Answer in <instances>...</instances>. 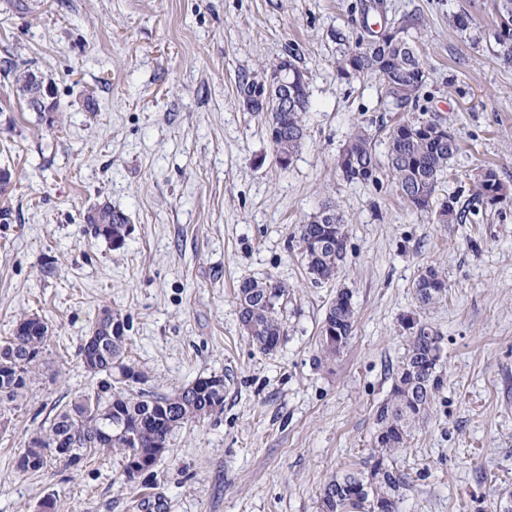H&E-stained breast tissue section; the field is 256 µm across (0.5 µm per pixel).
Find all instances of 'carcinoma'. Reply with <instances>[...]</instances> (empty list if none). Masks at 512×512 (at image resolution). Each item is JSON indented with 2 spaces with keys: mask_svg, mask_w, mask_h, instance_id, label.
<instances>
[{
  "mask_svg": "<svg viewBox=\"0 0 512 512\" xmlns=\"http://www.w3.org/2000/svg\"><path fill=\"white\" fill-rule=\"evenodd\" d=\"M504 32L499 41L512 38V0H495ZM372 17L380 29L397 30V38L371 39L360 50L343 52L339 69L342 74H374L378 76L381 101L386 108L417 110L425 74L416 53L417 39L412 29L418 23L403 20L388 22L386 13L373 4L364 7V17ZM288 65V107L271 113L279 126V138L273 144L275 155L293 157L305 139L302 114L310 108L306 72L291 60L272 66L277 70ZM238 94L249 98H266V82L243 78ZM422 119L407 120L399 130L389 134L387 168L399 195L418 211L431 213L438 224L461 223L466 210L456 209L451 196L431 209L439 179L459 151V142L451 133L432 136L420 129ZM353 162L343 169L350 181L359 180L361 170L380 167L370 137L357 131L349 137ZM486 177L473 178V196L492 203L509 195L496 171L484 169ZM94 235L109 241L126 239L128 216L109 205L95 208L87 216ZM345 224L344 215L336 206L318 211L307 223L297 228V243L307 274L323 281L333 279L340 271L347 249V235L336 238V225ZM415 296L423 308L446 297L447 284L438 269L433 279L421 273L413 285ZM288 292V286L272 277L263 281L246 279L238 288L240 321L251 326L250 344L270 354L280 345L284 324L276 304ZM356 321L353 304L334 299L326 310L320 329L319 345L325 358L339 352L326 340L335 334L349 341ZM48 340V325L38 316L19 319L13 336L0 344V401H12L26 390L34 379ZM441 336L428 324L416 335L408 337V347L395 372V379L374 416L373 458L371 466L358 471L334 475L320 493L321 512H396L397 502L410 487L407 474L388 465V461L407 447L414 431L424 423L436 393L441 388L439 363L430 358L432 346ZM129 336H108L97 332V338L80 346L82 362L92 365L98 377L96 387L81 392L47 420V426L34 436L16 461L22 472H40L53 461L78 469L94 455H117L122 462V476L150 471L167 450L172 432L182 426L210 416L212 405L224 404V377H200L175 393L150 394L139 387L146 374L128 361ZM408 370L401 377L402 370ZM62 446L58 455L49 450Z\"/></svg>",
  "mask_w": 512,
  "mask_h": 512,
  "instance_id": "1",
  "label": "carcinoma"
}]
</instances>
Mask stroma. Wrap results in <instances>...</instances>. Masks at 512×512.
I'll use <instances>...</instances> for the list:
<instances>
[{
  "mask_svg": "<svg viewBox=\"0 0 512 512\" xmlns=\"http://www.w3.org/2000/svg\"><path fill=\"white\" fill-rule=\"evenodd\" d=\"M361 0H0V60L51 82L53 116L29 111L0 76V340L23 316L49 327L28 391L0 402V512H320L325 481L370 459L374 412L391 387L413 314L443 338V386L395 457L412 486L397 512H503L512 492V62L493 0H384L388 19L422 23L417 117L459 140L435 193L467 204L495 169L511 194L462 224L410 208L386 170L352 182L350 135L385 153L403 120L378 81L341 76V44L368 40ZM295 60L307 71L305 140L280 166L269 115L241 78ZM338 203L348 233L338 278L313 283L295 227ZM101 204L130 219L113 249L89 231ZM448 295L422 310L427 265ZM273 276L285 335L249 346L235 292ZM352 293L353 335L324 360L319 331L337 289ZM127 316L128 355L146 390L224 377L223 410L176 429L129 483L118 458L23 473L19 453L49 415L96 381L78 348L104 308Z\"/></svg>",
  "mask_w": 512,
  "mask_h": 512,
  "instance_id": "obj_1",
  "label": "stroma"
}]
</instances>
